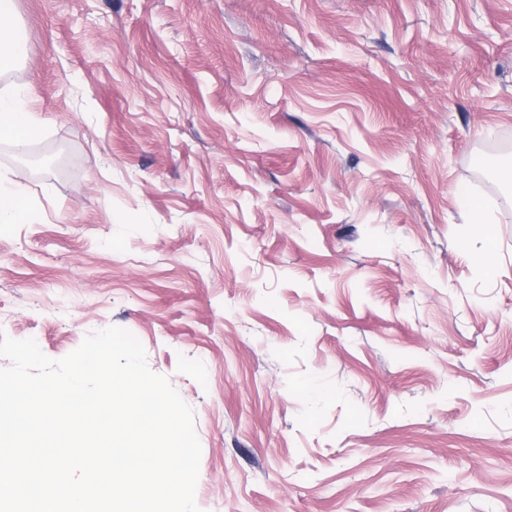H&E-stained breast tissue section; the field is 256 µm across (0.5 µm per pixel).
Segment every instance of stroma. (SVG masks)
<instances>
[{
  "instance_id": "obj_1",
  "label": "stroma",
  "mask_w": 512,
  "mask_h": 512,
  "mask_svg": "<svg viewBox=\"0 0 512 512\" xmlns=\"http://www.w3.org/2000/svg\"><path fill=\"white\" fill-rule=\"evenodd\" d=\"M13 28L0 90L42 131L0 139L1 331L54 360L132 332L193 410L200 512H512V0H17ZM25 185L11 180L10 187L0 185V224H16L22 213Z\"/></svg>"
}]
</instances>
